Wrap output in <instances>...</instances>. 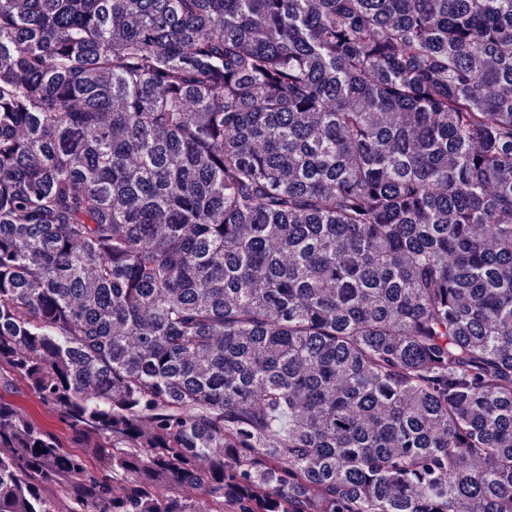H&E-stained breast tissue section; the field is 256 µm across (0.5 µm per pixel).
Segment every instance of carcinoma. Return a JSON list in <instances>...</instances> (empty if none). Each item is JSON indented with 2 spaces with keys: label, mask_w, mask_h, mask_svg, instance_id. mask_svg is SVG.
I'll return each instance as SVG.
<instances>
[{
  "label": "carcinoma",
  "mask_w": 512,
  "mask_h": 512,
  "mask_svg": "<svg viewBox=\"0 0 512 512\" xmlns=\"http://www.w3.org/2000/svg\"><path fill=\"white\" fill-rule=\"evenodd\" d=\"M16 380L0 512H512V0H0ZM7 396L29 413L45 429L60 436L66 434L65 425L59 418L58 413L40 403L34 395L27 391L23 383L14 382L10 394Z\"/></svg>",
  "instance_id": "1"
}]
</instances>
